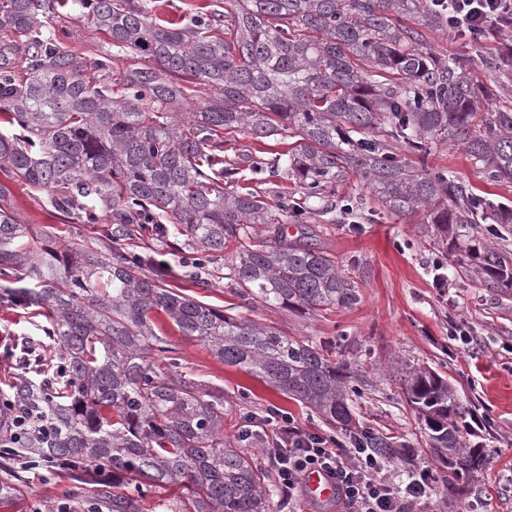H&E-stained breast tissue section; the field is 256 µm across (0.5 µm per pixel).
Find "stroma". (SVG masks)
Instances as JSON below:
<instances>
[{"mask_svg":"<svg viewBox=\"0 0 512 512\" xmlns=\"http://www.w3.org/2000/svg\"><path fill=\"white\" fill-rule=\"evenodd\" d=\"M59 38L76 55L85 58L109 57L112 72L122 75L128 62L113 48L109 36L89 28L74 12L62 11L52 18ZM490 51L478 60V79L497 101L512 105V68L501 67L497 51L512 45V30L494 33ZM293 139L282 135L263 141L242 131L225 134L224 161L238 168L239 187L264 195L268 202L299 191L284 169H266L255 174L254 161H269L288 151ZM429 163L434 169L452 170L470 183L479 194L512 205V184H487L465 151L448 143L433 148ZM10 205L23 223L33 230H47V246L62 250L74 245L103 252L109 247L101 225L76 224L53 209L45 194L24 183L11 186ZM309 222L318 230L320 245L332 253L360 286V301L350 308L303 315L285 308L265 307L238 297L224 280V263L235 257L238 245L229 243L223 260L201 269L202 285L191 284L185 275L180 253L172 244L177 232L162 238L154 229L139 238L124 241L130 254L151 255L171 270L172 287L220 309L281 329L287 336L315 342L342 341V358L351 371L352 384L362 396L353 411L361 424L409 444L406 456L383 461L385 474L403 485L422 467H429L436 488L431 498L417 502L416 512H512V292L486 288L473 268L449 263L446 289L433 286V262L438 256L433 225L422 223L419 215L393 217L378 209L374 218L330 217L310 212ZM462 322L474 339L460 347L448 337L449 320ZM46 323L37 307L0 304V389L25 371H37L45 364L57 365L56 345L44 340L38 358L29 366L18 363L23 338L37 335ZM165 335L177 350L184 374L224 391V439L241 444L238 434L245 414H253L263 424L269 407H277L294 417L307 430L333 434L314 411L289 399L270 385L229 367L214 358L196 339L166 328ZM427 368L447 378L458 398L468 408L474 422L473 441L485 446V467L458 482L450 491V468L431 453L425 430L410 405L402 381L410 371ZM75 472L63 468L55 474L29 469L22 462L0 471V478L18 484L17 497L0 512H45L47 502L69 503V512H88V500L66 498Z\"/></svg>","mask_w":512,"mask_h":512,"instance_id":"1","label":"stroma"}]
</instances>
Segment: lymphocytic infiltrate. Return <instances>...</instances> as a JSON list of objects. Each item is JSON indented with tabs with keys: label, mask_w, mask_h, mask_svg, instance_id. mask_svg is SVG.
Returning <instances> with one entry per match:
<instances>
[{
	"label": "lymphocytic infiltrate",
	"mask_w": 512,
	"mask_h": 512,
	"mask_svg": "<svg viewBox=\"0 0 512 512\" xmlns=\"http://www.w3.org/2000/svg\"><path fill=\"white\" fill-rule=\"evenodd\" d=\"M448 28L460 36H481L492 28L512 29V0H451ZM276 424L264 453L279 485L297 494L311 471L327 474L336 485L340 512H408L431 490L427 474L406 486L386 477L369 449L346 446L336 438L298 427L292 417L275 414Z\"/></svg>",
	"instance_id": "1"
}]
</instances>
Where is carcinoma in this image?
<instances>
[{
    "label": "carcinoma",
    "instance_id": "1",
    "mask_svg": "<svg viewBox=\"0 0 512 512\" xmlns=\"http://www.w3.org/2000/svg\"><path fill=\"white\" fill-rule=\"evenodd\" d=\"M56 5L134 61L120 87L108 59L77 57L57 38ZM431 29H447V17L430 0H213L183 26L160 23L141 0H0V275L17 283L0 300L37 306L63 360L56 374H23L0 392L4 460L75 468L91 512H141L153 487L180 490L176 512H274L270 471L224 442V396L179 370L160 335L167 320L363 447L399 453L403 444L355 422L348 366L326 346L179 294L164 267L117 243L147 224L165 234L168 221L200 269L226 243L256 236L224 274L241 297L304 312L356 305L358 282L314 227L290 239L265 196L227 188L235 172L220 156L221 133L286 131L296 145L271 167L285 165L322 212L338 209V188L360 199L367 187L393 215L435 225L486 287L511 291L508 255L489 258L483 238L462 239L454 225L512 224V209L427 161L453 141L484 180L512 183V107L473 74L482 39L447 59L425 45ZM192 85L210 93L188 113ZM14 182L78 224L108 225L110 253L40 247L7 205ZM404 386L455 477L483 469L486 450L470 445L448 380L418 371Z\"/></svg>",
    "mask_w": 512,
    "mask_h": 512
}]
</instances>
